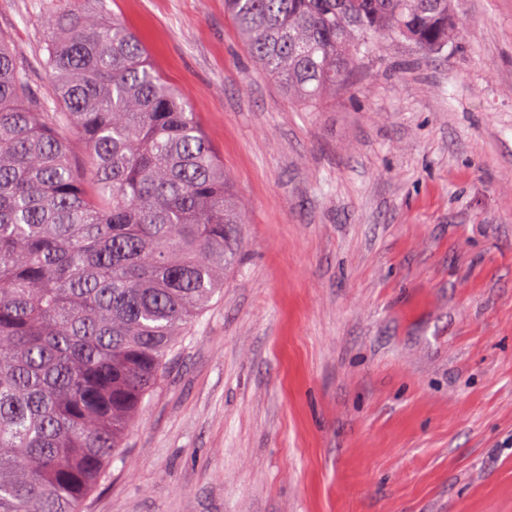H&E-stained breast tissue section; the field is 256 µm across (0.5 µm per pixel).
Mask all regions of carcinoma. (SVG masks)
<instances>
[{
    "instance_id": "1",
    "label": "carcinoma",
    "mask_w": 512,
    "mask_h": 512,
    "mask_svg": "<svg viewBox=\"0 0 512 512\" xmlns=\"http://www.w3.org/2000/svg\"><path fill=\"white\" fill-rule=\"evenodd\" d=\"M449 4L224 0V14L288 99L315 107L380 38L426 52L466 38ZM49 12L45 97L0 36V512H83L247 221L137 35L79 0Z\"/></svg>"
}]
</instances>
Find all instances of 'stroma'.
Masks as SVG:
<instances>
[{
    "label": "stroma",
    "mask_w": 512,
    "mask_h": 512,
    "mask_svg": "<svg viewBox=\"0 0 512 512\" xmlns=\"http://www.w3.org/2000/svg\"><path fill=\"white\" fill-rule=\"evenodd\" d=\"M0 34L47 92L39 18ZM190 102L249 213L84 512H512V0L291 104L224 0H89Z\"/></svg>",
    "instance_id": "stroma-1"
}]
</instances>
